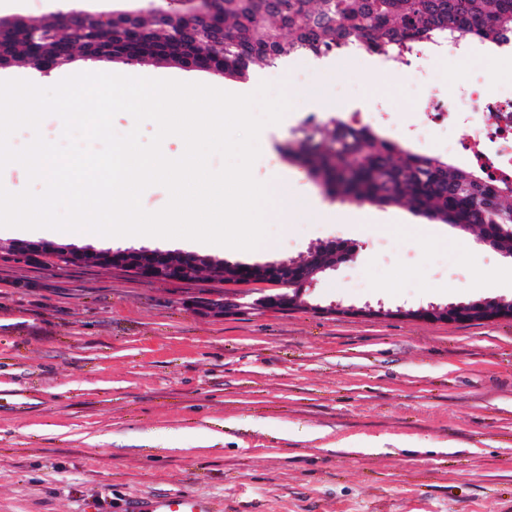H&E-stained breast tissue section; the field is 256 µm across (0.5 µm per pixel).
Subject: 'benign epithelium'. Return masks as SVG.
I'll use <instances>...</instances> for the list:
<instances>
[{
    "instance_id": "obj_1",
    "label": "benign epithelium",
    "mask_w": 512,
    "mask_h": 512,
    "mask_svg": "<svg viewBox=\"0 0 512 512\" xmlns=\"http://www.w3.org/2000/svg\"><path fill=\"white\" fill-rule=\"evenodd\" d=\"M336 250L340 262L347 263L355 258L356 250L350 249V244L342 242L338 245H319L309 250L302 258L309 271L304 276L295 274L293 268L286 263L253 264L235 268L232 275L224 276L226 285H247L261 283L272 279L278 285L276 292L264 294L252 302H243L240 297L233 294H224L218 300H199L196 302L201 313L212 316L237 315L254 306L276 311H291L298 305L299 295L305 286L313 285L318 277L330 269L325 263L326 250ZM17 251L25 258L43 254L60 253L72 263L98 262L109 266L128 268L140 278L148 281H195L199 278L197 256L192 254H179L177 258L170 259V253L161 250H124V251H95L83 248L59 247L48 243H33L20 246ZM332 312L356 313L367 315H394L407 316L416 319L444 322H475L485 321L492 317L512 318V305L504 301L472 302L466 306L430 305L416 310L397 311L384 308L374 309L367 307L357 310L330 306Z\"/></svg>"
}]
</instances>
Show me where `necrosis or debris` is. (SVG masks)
I'll list each match as a JSON object with an SVG mask.
<instances>
[{
    "label": "necrosis or debris",
    "instance_id": "1",
    "mask_svg": "<svg viewBox=\"0 0 512 512\" xmlns=\"http://www.w3.org/2000/svg\"><path fill=\"white\" fill-rule=\"evenodd\" d=\"M485 43L470 36L441 45H417L410 55L421 58L418 66H406L397 72L404 95L425 102L421 118L403 124L405 137L417 144L434 139L448 123L467 127L466 140L448 145L449 154L459 156L468 167L484 172L491 181H512V91L498 89L490 74L480 81L462 78L448 86L435 83V64L445 55L479 60L484 56Z\"/></svg>",
    "mask_w": 512,
    "mask_h": 512
}]
</instances>
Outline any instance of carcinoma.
<instances>
[{
  "instance_id": "obj_1",
  "label": "carcinoma",
  "mask_w": 512,
  "mask_h": 512,
  "mask_svg": "<svg viewBox=\"0 0 512 512\" xmlns=\"http://www.w3.org/2000/svg\"><path fill=\"white\" fill-rule=\"evenodd\" d=\"M174 0L163 17L149 7L91 15L82 22L0 18V66L60 68L80 58L126 64L170 62L246 79L256 64L364 47L393 57L415 44L448 43L474 34L493 42L512 35V0H218L209 23L191 24ZM304 148L285 157L305 166L330 193L358 203L407 206L443 224L512 227V184L489 183L474 169L421 156L332 117L299 129Z\"/></svg>"
}]
</instances>
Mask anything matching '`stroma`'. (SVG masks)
<instances>
[{
    "label": "stroma",
    "mask_w": 512,
    "mask_h": 512,
    "mask_svg": "<svg viewBox=\"0 0 512 512\" xmlns=\"http://www.w3.org/2000/svg\"><path fill=\"white\" fill-rule=\"evenodd\" d=\"M132 69L241 94L270 71L238 81ZM278 69L293 106L262 130L253 175L286 177L309 209L268 207L270 252L208 256L280 263L344 238L355 259L304 288L292 311L224 318L195 307L224 296L209 275L148 282L53 255L21 260V238L1 237L0 512H83L92 501L131 512L132 497L174 493L208 496L221 512H512V319L393 314L511 299L512 263L405 206H371L382 223L343 234L345 202L282 154L310 115L330 117L289 70L327 91L362 90L405 122L421 109L365 52L291 56ZM53 243L195 251L185 239L93 233ZM333 303L357 312H329ZM365 306L390 314L360 315Z\"/></svg>",
    "instance_id": "35a3bbf8"
}]
</instances>
